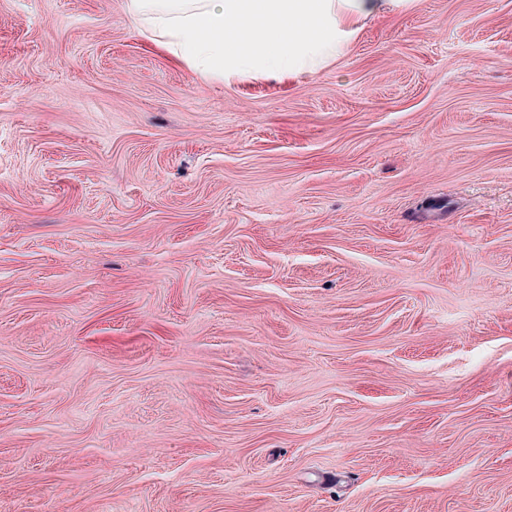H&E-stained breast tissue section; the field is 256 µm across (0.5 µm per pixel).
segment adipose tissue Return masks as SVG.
Returning <instances> with one entry per match:
<instances>
[{
    "instance_id": "obj_1",
    "label": "adipose tissue",
    "mask_w": 512,
    "mask_h": 512,
    "mask_svg": "<svg viewBox=\"0 0 512 512\" xmlns=\"http://www.w3.org/2000/svg\"><path fill=\"white\" fill-rule=\"evenodd\" d=\"M138 28L200 76L281 81L335 62L390 0H127Z\"/></svg>"
}]
</instances>
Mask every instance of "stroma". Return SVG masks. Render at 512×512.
<instances>
[{"label":"stroma","mask_w":512,"mask_h":512,"mask_svg":"<svg viewBox=\"0 0 512 512\" xmlns=\"http://www.w3.org/2000/svg\"><path fill=\"white\" fill-rule=\"evenodd\" d=\"M0 512H512V0L224 84L0 0Z\"/></svg>","instance_id":"1"}]
</instances>
